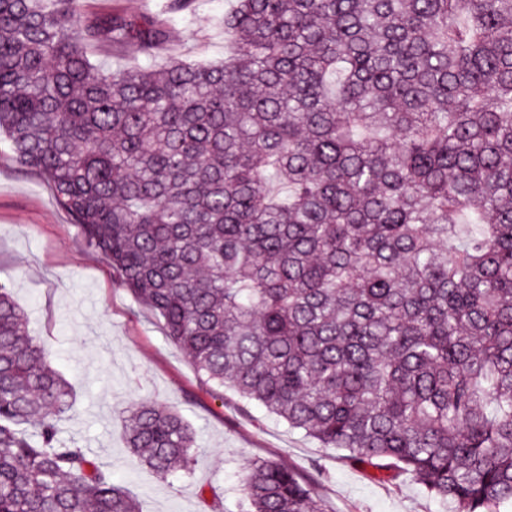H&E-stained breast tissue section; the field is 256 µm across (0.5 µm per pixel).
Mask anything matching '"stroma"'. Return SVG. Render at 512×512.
Listing matches in <instances>:
<instances>
[{"mask_svg": "<svg viewBox=\"0 0 512 512\" xmlns=\"http://www.w3.org/2000/svg\"><path fill=\"white\" fill-rule=\"evenodd\" d=\"M230 0H199L188 21H175L167 55L197 50L193 60L224 59L219 19ZM0 282L25 311L28 329L71 383L73 406L60 423L63 440L112 467L114 483L135 495L142 512H210L199 496L213 486L220 512H238L240 477L256 460L293 469L325 512H446L409 479L380 481L341 451L233 392L215 397L190 360L170 342L162 320L119 288L102 255L87 248L69 212L44 178L20 167L0 143ZM176 406L191 423L199 451L190 475L161 478L130 454L124 436L132 403Z\"/></svg>", "mask_w": 512, "mask_h": 512, "instance_id": "35a3bbf8", "label": "stroma"}]
</instances>
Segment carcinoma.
I'll return each mask as SVG.
<instances>
[{"label": "carcinoma", "mask_w": 512, "mask_h": 512, "mask_svg": "<svg viewBox=\"0 0 512 512\" xmlns=\"http://www.w3.org/2000/svg\"><path fill=\"white\" fill-rule=\"evenodd\" d=\"M190 2L0 0L12 157L214 395L448 512L512 509V0H233L224 62L152 63ZM71 403L0 284V512H141L60 437ZM125 439L158 476L198 451L151 401ZM239 512L324 509L256 460ZM89 14H112L114 8L133 10L154 9V0H82ZM102 57H106L107 62L113 68L118 67H129L134 66L137 63H144L142 61V57L135 53L132 49L127 48L126 50L120 52H112V48H108L105 51L101 52L97 56H94L93 60L98 61Z\"/></svg>", "instance_id": "1"}]
</instances>
